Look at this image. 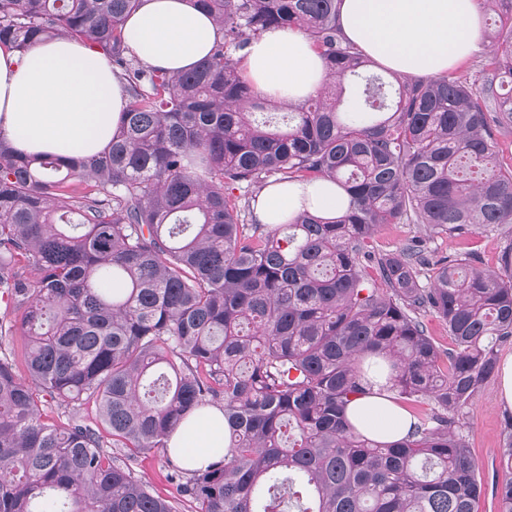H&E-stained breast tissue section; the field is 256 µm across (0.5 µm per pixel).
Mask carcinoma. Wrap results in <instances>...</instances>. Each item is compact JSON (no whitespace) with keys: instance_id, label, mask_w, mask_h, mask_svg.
Returning a JSON list of instances; mask_svg holds the SVG:
<instances>
[{"instance_id":"obj_1","label":"carcinoma","mask_w":512,"mask_h":512,"mask_svg":"<svg viewBox=\"0 0 512 512\" xmlns=\"http://www.w3.org/2000/svg\"><path fill=\"white\" fill-rule=\"evenodd\" d=\"M140 2L0 0V45L81 41L129 97L97 156H27L0 136V301L21 311L0 317V344L25 337L28 374L0 357V512H474L462 419L512 341V162L494 137L512 131V0H481L505 18L481 84L365 76L358 118L340 111L344 83L367 62L339 0H195L220 38L174 74L128 51ZM282 26L307 33L329 80L284 106L283 127L238 71ZM315 178L344 189L342 215L254 219V188ZM381 224L502 233L499 267L472 251L384 253ZM374 374L426 406L401 442L346 418ZM44 402L65 422L42 420ZM206 407L224 411V457L171 464V436ZM159 449L165 497L132 468ZM498 467L497 512H512V417Z\"/></svg>"}]
</instances>
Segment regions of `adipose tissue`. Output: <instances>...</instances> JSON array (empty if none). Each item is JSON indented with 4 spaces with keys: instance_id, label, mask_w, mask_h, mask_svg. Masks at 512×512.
Returning a JSON list of instances; mask_svg holds the SVG:
<instances>
[{
    "instance_id": "obj_1",
    "label": "adipose tissue",
    "mask_w": 512,
    "mask_h": 512,
    "mask_svg": "<svg viewBox=\"0 0 512 512\" xmlns=\"http://www.w3.org/2000/svg\"><path fill=\"white\" fill-rule=\"evenodd\" d=\"M338 22L362 54L401 77L443 76L474 50L482 36L474 0H340ZM219 31L191 0H143L124 25L125 41L143 64L169 73L194 67ZM243 76L276 102L298 104L316 95L325 64L296 28L265 31L245 50ZM128 96L102 55L60 37L28 51L0 48V135L26 155L93 156L117 132ZM343 189L328 180L269 185L254 214L263 224H284L303 213L341 214ZM347 418L382 443L405 439L414 425L391 393L371 388L356 397ZM183 467L205 470L224 453V413L196 411L169 442Z\"/></svg>"
}]
</instances>
